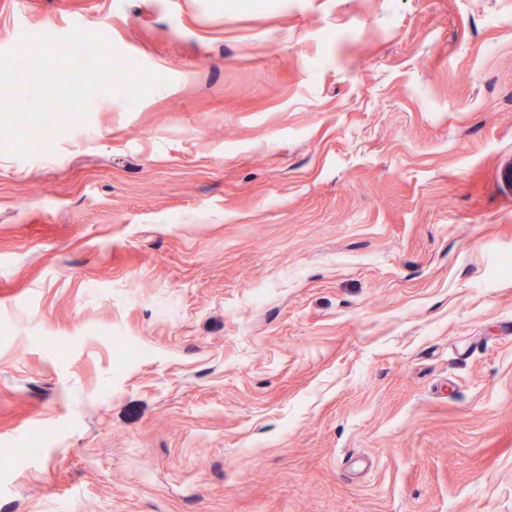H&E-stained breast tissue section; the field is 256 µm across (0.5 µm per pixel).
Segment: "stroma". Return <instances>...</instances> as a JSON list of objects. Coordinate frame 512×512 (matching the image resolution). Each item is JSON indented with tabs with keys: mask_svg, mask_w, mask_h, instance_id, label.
Returning a JSON list of instances; mask_svg holds the SVG:
<instances>
[{
	"mask_svg": "<svg viewBox=\"0 0 512 512\" xmlns=\"http://www.w3.org/2000/svg\"><path fill=\"white\" fill-rule=\"evenodd\" d=\"M75 29L160 82L0 142V512H512V0Z\"/></svg>",
	"mask_w": 512,
	"mask_h": 512,
	"instance_id": "stroma-1",
	"label": "stroma"
}]
</instances>
